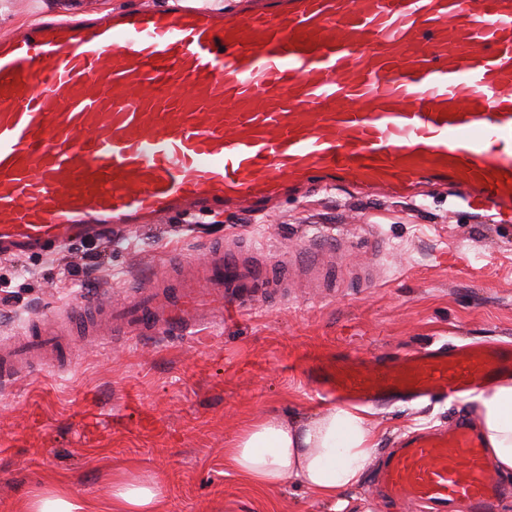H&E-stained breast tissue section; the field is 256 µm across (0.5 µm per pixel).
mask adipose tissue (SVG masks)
<instances>
[{"label":"adipose tissue","instance_id":"1","mask_svg":"<svg viewBox=\"0 0 512 512\" xmlns=\"http://www.w3.org/2000/svg\"><path fill=\"white\" fill-rule=\"evenodd\" d=\"M487 451L496 467L512 474V381H502L477 398ZM382 430L366 410L331 404L318 415L251 423L224 449V465L251 486L277 489L296 483L320 501L345 508L346 495L372 462ZM158 479L112 477V512H161Z\"/></svg>","mask_w":512,"mask_h":512}]
</instances>
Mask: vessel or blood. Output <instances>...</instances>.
Returning <instances> with one entry per match:
<instances>
[{
	"label": "vessel or blood",
	"instance_id": "b4317fda",
	"mask_svg": "<svg viewBox=\"0 0 512 512\" xmlns=\"http://www.w3.org/2000/svg\"><path fill=\"white\" fill-rule=\"evenodd\" d=\"M438 190L512 223V0H60L0 32V258L154 224L258 217L319 189ZM311 245L298 259L332 282ZM179 303L102 300L108 332L183 336L213 304L255 310L277 273L208 248ZM52 320L0 353V383L56 351ZM325 401L461 402L512 377V343L294 359ZM390 512H495L472 416L412 431L376 466Z\"/></svg>",
	"mask_w": 512,
	"mask_h": 512
}]
</instances>
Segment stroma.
I'll list each match as a JSON object with an SVG mask.
<instances>
[{
    "instance_id": "35a3bbf8",
    "label": "stroma",
    "mask_w": 512,
    "mask_h": 512,
    "mask_svg": "<svg viewBox=\"0 0 512 512\" xmlns=\"http://www.w3.org/2000/svg\"><path fill=\"white\" fill-rule=\"evenodd\" d=\"M347 226L336 253V286L320 297L303 283L188 336L97 344L73 338L67 365L44 362L0 389V512H22L29 497L63 488L101 505L112 474L157 477L162 512H330L303 487L254 490L224 467V448L267 413L322 411L291 355L400 353L448 341L512 338V227L497 231L447 194L424 205L365 201L316 191L267 218L224 217L179 232L159 224L130 244H74L56 255L0 259V342L31 320L62 315L95 297L84 256L104 254L96 273L122 299L133 280L167 279L173 258L198 259L206 244L260 245L287 258L314 225ZM435 402L372 409L384 432L379 454L406 433L470 412Z\"/></svg>"
}]
</instances>
